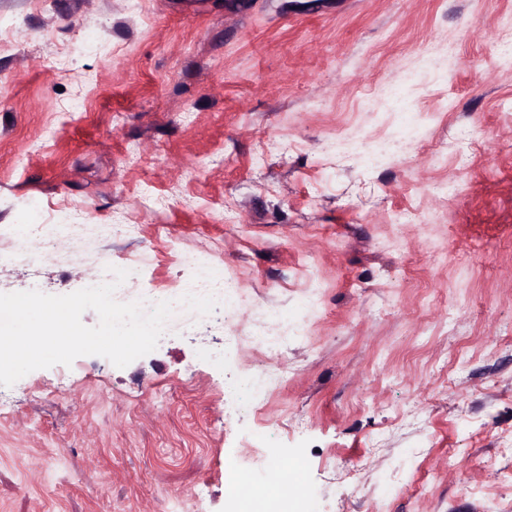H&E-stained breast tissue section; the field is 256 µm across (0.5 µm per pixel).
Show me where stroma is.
Masks as SVG:
<instances>
[{
  "instance_id": "stroma-1",
  "label": "stroma",
  "mask_w": 512,
  "mask_h": 512,
  "mask_svg": "<svg viewBox=\"0 0 512 512\" xmlns=\"http://www.w3.org/2000/svg\"><path fill=\"white\" fill-rule=\"evenodd\" d=\"M0 30V293L103 253L170 289L189 250L243 329L288 317L256 414L228 389L257 350L180 311L125 368L0 386V512H237L228 473L284 469L288 512H512V0H0ZM406 112L421 142L365 165ZM123 218L6 259L11 225Z\"/></svg>"
}]
</instances>
